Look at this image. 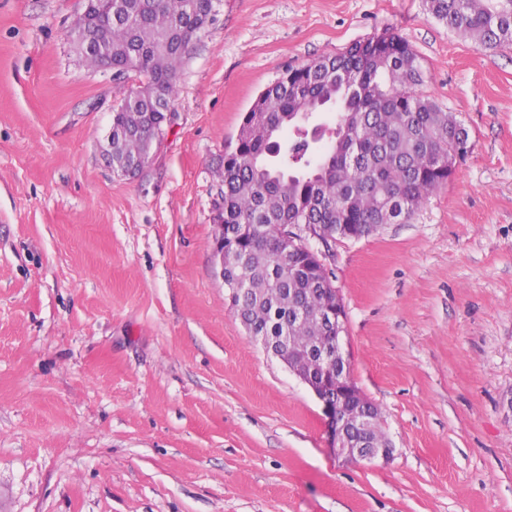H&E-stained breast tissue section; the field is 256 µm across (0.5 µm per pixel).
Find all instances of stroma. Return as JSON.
<instances>
[{
  "instance_id": "stroma-1",
  "label": "stroma",
  "mask_w": 512,
  "mask_h": 512,
  "mask_svg": "<svg viewBox=\"0 0 512 512\" xmlns=\"http://www.w3.org/2000/svg\"><path fill=\"white\" fill-rule=\"evenodd\" d=\"M84 9L0 0V512H512V45L428 0H221L128 179L102 153L128 85L67 39ZM387 29L472 148L409 222L311 242L394 444L368 462L247 335L213 215L267 85Z\"/></svg>"
}]
</instances>
